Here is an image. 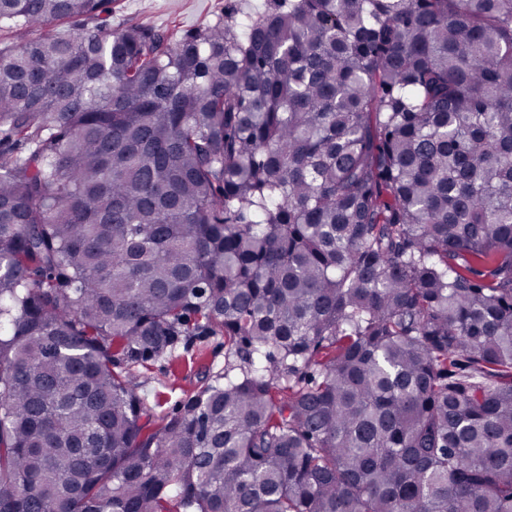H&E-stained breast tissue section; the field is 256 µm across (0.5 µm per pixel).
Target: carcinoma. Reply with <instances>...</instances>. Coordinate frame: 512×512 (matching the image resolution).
I'll list each match as a JSON object with an SVG mask.
<instances>
[{"mask_svg": "<svg viewBox=\"0 0 512 512\" xmlns=\"http://www.w3.org/2000/svg\"><path fill=\"white\" fill-rule=\"evenodd\" d=\"M111 4L0 0V512H512V0ZM227 0H118L109 23L112 29L146 25L178 35L224 14ZM224 336H192L172 358L139 367L136 382L148 390L154 416L171 415L204 382L224 374Z\"/></svg>", "mask_w": 512, "mask_h": 512, "instance_id": "cac0c4a2", "label": "carcinoma"}]
</instances>
